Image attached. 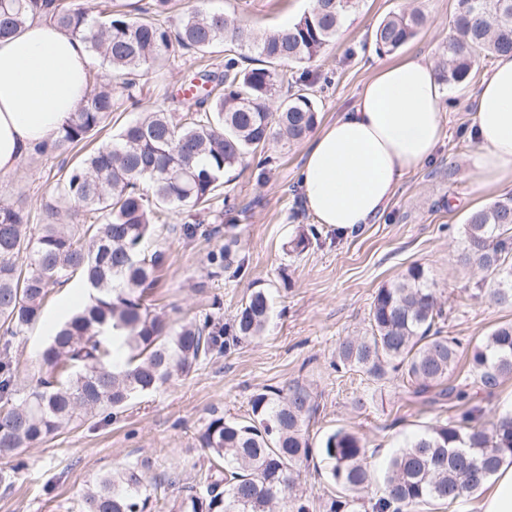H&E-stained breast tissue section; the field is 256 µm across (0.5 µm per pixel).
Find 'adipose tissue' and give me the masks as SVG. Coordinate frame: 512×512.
Segmentation results:
<instances>
[{
  "mask_svg": "<svg viewBox=\"0 0 512 512\" xmlns=\"http://www.w3.org/2000/svg\"><path fill=\"white\" fill-rule=\"evenodd\" d=\"M86 44L38 18L0 39V173L36 153L73 117L89 88ZM445 88L433 65L409 56L382 65L356 103L311 138L301 168L316 222L351 232L381 215L402 178L446 136ZM480 186L512 187V54L498 56L475 98ZM477 512H512V465L488 480Z\"/></svg>",
  "mask_w": 512,
  "mask_h": 512,
  "instance_id": "obj_1",
  "label": "adipose tissue"
}]
</instances>
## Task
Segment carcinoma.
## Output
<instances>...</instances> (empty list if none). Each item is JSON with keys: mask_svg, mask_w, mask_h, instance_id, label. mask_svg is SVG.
<instances>
[{"mask_svg": "<svg viewBox=\"0 0 512 512\" xmlns=\"http://www.w3.org/2000/svg\"><path fill=\"white\" fill-rule=\"evenodd\" d=\"M358 3L312 0L297 22L258 32L201 6L174 17L170 0H148L140 17L110 10L99 18L72 0H0V38L37 17L53 22L85 39L113 76L124 78L133 106L142 105L139 73L158 66L173 45L200 55L224 47L222 74L203 69L182 82L181 88L197 90L184 115L147 112L71 166L46 202V222L37 233L28 232L22 198L0 203L1 460L76 424L110 421L136 397L187 375L207 356L226 355L264 334L271 304L262 287L241 301L228 327L208 314L179 323L157 313L149 295L165 254L146 244L158 224L193 239L199 223H180L177 216L220 197L229 204L230 193H222L226 171L271 141L300 142L314 130L318 111L306 75L292 79L281 66L312 62ZM424 22L417 8L385 17L373 33L376 51L398 50ZM509 52L512 0H457L439 79L460 84L475 55ZM120 108L112 83L95 85L38 153L61 156L85 147ZM207 263L219 271L244 267L233 238L211 251ZM458 263L483 274L481 292L490 300L512 305V197L469 214ZM75 278L87 301L52 327L22 392L14 343L41 320L53 288ZM369 320L371 335L339 343L336 367L373 382L399 372L414 397L432 392L429 403L446 400L452 407L470 401L468 387L490 395L512 376L508 323L473 347L468 374L456 381L459 343L444 334L443 309L422 264L378 289ZM316 409L313 393L299 384L263 388L252 394L247 417L212 415L199 441L214 464L201 484L184 487L178 501L160 503L150 492L147 464L137 460L98 474L80 512H272L285 499L293 512H309L296 487L301 464L313 457L305 425ZM480 412L468 409L397 451L384 471L376 512H404L431 499L453 503L481 490L502 463L512 461V413L488 428L479 423ZM319 453L343 490L325 502L324 512H358L359 494L372 481L361 439L334 431Z\"/></svg>", "mask_w": 512, "mask_h": 512, "instance_id": "1", "label": "carcinoma"}]
</instances>
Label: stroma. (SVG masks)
Instances as JSON below:
<instances>
[{"instance_id":"35a3bbf8","label":"stroma","mask_w":512,"mask_h":512,"mask_svg":"<svg viewBox=\"0 0 512 512\" xmlns=\"http://www.w3.org/2000/svg\"><path fill=\"white\" fill-rule=\"evenodd\" d=\"M206 5L265 31L298 20L310 0H207ZM412 5L425 14V25L395 52L378 54L371 40L374 28ZM455 7L456 0H360L319 57L307 66L290 67L297 74L308 71L320 121L350 109L380 65L414 54L437 62ZM167 59L166 80L151 73L142 76L143 105L180 112L184 103L177 89L186 67L178 49H171ZM492 65L491 59L476 56L468 82L446 86L445 139L427 163L403 177L386 211L358 231L344 234L315 223L300 188L305 145L285 141L267 146L271 164L262 166L251 158L228 171L227 189L235 208L225 214L218 234L187 241L159 230L154 244L165 252L166 261L153 290L157 312L182 319L209 313L227 324L241 300L261 286L272 301L263 336L136 399L116 419L80 424L23 452L24 468L11 485H0V512H79L80 496L98 473L137 459L149 460L157 477L174 463H184L182 484L196 483L208 467L199 432L212 412L244 417L255 391L296 383L309 387L317 400L307 427L313 445L337 430L365 443L374 479L360 512H371L392 454L413 436L457 417L447 404L430 406L409 397L405 387L334 369L339 342L368 334L377 289L421 263L428 267L447 314L448 335L474 345L497 326L512 323V306L478 296L479 275L456 262L469 214L512 196L509 188H479L468 162L477 148L471 136L474 98ZM72 162L69 155H35L20 162L13 172L0 175V199L24 195L30 224L42 223L43 206L62 168ZM309 228L316 236L308 249L292 253L290 240ZM231 236L238 239L244 270L211 274L207 254ZM82 295L73 281L52 293L42 323L26 331L20 346L21 377L33 373L49 325L65 317ZM297 491L310 500L312 512H322L323 501L340 493L328 476L327 462L318 455L302 468Z\"/></svg>"}]
</instances>
